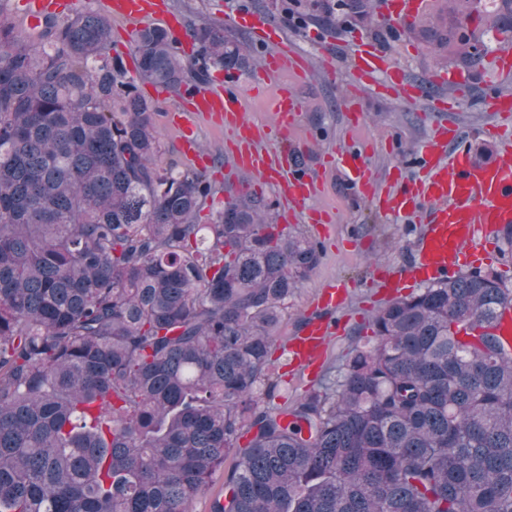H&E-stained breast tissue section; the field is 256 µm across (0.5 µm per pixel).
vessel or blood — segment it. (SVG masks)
<instances>
[{"instance_id": "vessel-or-blood-1", "label": "vessel or blood", "mask_w": 512, "mask_h": 512, "mask_svg": "<svg viewBox=\"0 0 512 512\" xmlns=\"http://www.w3.org/2000/svg\"><path fill=\"white\" fill-rule=\"evenodd\" d=\"M79 0H15L14 9L29 25L41 24L45 17L64 20L77 10ZM428 0H378L377 13L396 33H404L423 16ZM113 20L122 24L126 39H133L147 21H162L171 34L182 28L181 17L169 0H103ZM265 51L258 73L261 89L274 113L273 124L257 126L246 116V98L236 82L227 77L183 94L179 105L168 114V126L180 152L197 164L206 158L199 149L198 128L208 123L226 125L238 139L228 163L255 176L273 190L279 209L304 216L306 223H334L332 212L319 206L329 180L342 175L348 185L368 198L381 213L420 224L415 255L402 272L385 269L375 272L379 288L393 297L420 284L456 275L488 261V249L505 225H512V90L500 85V78L512 75V46L500 49L494 70L496 79L488 83L483 99L485 111L495 115L487 134L495 141L502 160L476 159L463 139L460 128L449 120L458 107L457 96L471 83L468 72L448 67L432 73L430 80L453 88L452 96L434 98L432 111L441 113L418 152V172L405 177L393 169L380 177L364 162L360 153L348 149L324 152L311 169L299 167L303 142L295 137V119L303 108L301 98L284 87L285 73L305 75L308 57L289 42L285 29L264 11L244 9L232 19ZM345 60L350 75L364 91L388 92L410 102L422 100L425 89L409 79L399 63L367 37L349 32L322 51V76L334 78L338 60ZM346 287L333 283L319 291L317 316L307 318L297 335L288 339L286 350L294 368L317 373L333 336L340 334L334 315L345 304Z\"/></svg>"}]
</instances>
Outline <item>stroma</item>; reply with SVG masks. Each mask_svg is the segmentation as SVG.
Instances as JSON below:
<instances>
[{
	"label": "stroma",
	"instance_id": "obj_1",
	"mask_svg": "<svg viewBox=\"0 0 512 512\" xmlns=\"http://www.w3.org/2000/svg\"><path fill=\"white\" fill-rule=\"evenodd\" d=\"M172 2L187 24L196 27L221 24L225 38L246 49L248 60L236 69L235 74L243 93L250 96L248 116L256 124H268L273 120L268 103L250 94L253 80L263 63V50L247 33L230 25L229 15L244 8L270 13L286 28L297 50L312 57L311 72L305 78L288 82L289 88L303 102L296 134L306 146V161H313L316 154L332 148L351 149L360 152L366 164L378 174H385L399 162L406 164L407 175L415 174V155L428 136L433 119L427 102L407 103L384 95L356 92L353 81L342 72L334 80H323L321 63L316 59L319 41H311L309 32L317 30L319 40H329L347 29H358L395 52H400L401 41L412 42L418 48L417 53L403 55L401 63L407 76L413 80L423 79L427 73L441 68L458 66V59L448 55L435 56L429 41L410 31L406 32L404 40H397L376 12L360 16L350 13L347 0ZM489 71L490 64L485 60L470 67L471 87L461 95L458 110L451 115L461 127L463 137L476 158L487 162L498 157L494 143L484 134L491 116L481 108L484 76ZM352 105L362 113L363 127L358 131L348 127L347 109ZM230 138L227 130H216L205 123L200 126V147L213 160L208 175L217 196H224L230 189H251L256 197L271 205L272 216H279L280 211L274 208V199L267 189L253 188V179L249 175L226 170L225 143ZM321 202L336 209V222L328 227L319 267L288 301L272 354V377L280 387L287 389L292 400L304 396L319 383L318 377L304 375L289 366L285 344L306 317L313 314V303L322 286L332 281L349 288L352 293V300L344 313L342 332L332 339L320 368L321 374H325L342 365L350 353L364 346L371 336L369 322L382 305L370 286L374 270L380 266H403L412 257L417 239L416 225L401 219L381 217L343 177H335L328 183Z\"/></svg>",
	"mask_w": 512,
	"mask_h": 512
}]
</instances>
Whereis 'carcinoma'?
Masks as SVG:
<instances>
[{
  "label": "carcinoma",
  "mask_w": 512,
  "mask_h": 512,
  "mask_svg": "<svg viewBox=\"0 0 512 512\" xmlns=\"http://www.w3.org/2000/svg\"><path fill=\"white\" fill-rule=\"evenodd\" d=\"M481 2L433 0L416 26L452 21L435 49L475 64ZM191 46L141 31L132 76L100 13L0 10V512H193L207 492L210 512H512V284L492 268L387 302L372 346L275 402L269 351L321 251L247 196L198 223L215 189L160 160L139 90L244 62L220 25Z\"/></svg>",
  "instance_id": "carcinoma-1"
}]
</instances>
